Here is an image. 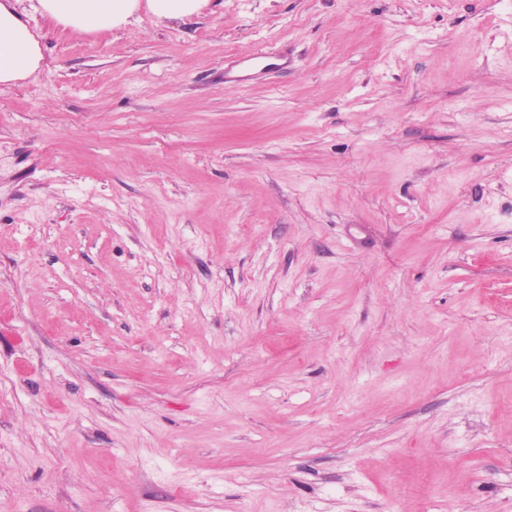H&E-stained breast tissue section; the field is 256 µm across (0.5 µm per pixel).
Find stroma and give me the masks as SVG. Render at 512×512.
<instances>
[{"label": "stroma", "mask_w": 512, "mask_h": 512, "mask_svg": "<svg viewBox=\"0 0 512 512\" xmlns=\"http://www.w3.org/2000/svg\"><path fill=\"white\" fill-rule=\"evenodd\" d=\"M27 20L0 512H512V0Z\"/></svg>", "instance_id": "35a3bbf8"}]
</instances>
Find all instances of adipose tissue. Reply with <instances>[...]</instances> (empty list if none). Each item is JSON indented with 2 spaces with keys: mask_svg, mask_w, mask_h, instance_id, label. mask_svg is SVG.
Returning a JSON list of instances; mask_svg holds the SVG:
<instances>
[{
  "mask_svg": "<svg viewBox=\"0 0 512 512\" xmlns=\"http://www.w3.org/2000/svg\"><path fill=\"white\" fill-rule=\"evenodd\" d=\"M22 0H0V86L27 78L40 66L39 41ZM209 0H32L31 9L77 35L119 28L147 9L160 20L198 14Z\"/></svg>",
  "mask_w": 512,
  "mask_h": 512,
  "instance_id": "adipose-tissue-1",
  "label": "adipose tissue"
}]
</instances>
